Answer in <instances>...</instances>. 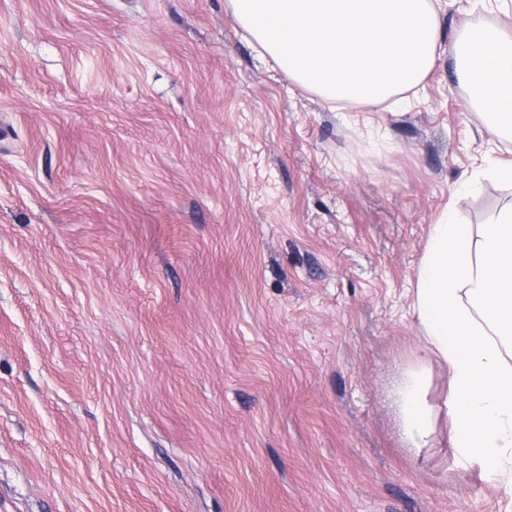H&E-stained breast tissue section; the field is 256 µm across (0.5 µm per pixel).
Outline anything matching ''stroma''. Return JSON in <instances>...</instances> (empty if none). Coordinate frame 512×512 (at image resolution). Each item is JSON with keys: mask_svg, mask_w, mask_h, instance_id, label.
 I'll list each match as a JSON object with an SVG mask.
<instances>
[{"mask_svg": "<svg viewBox=\"0 0 512 512\" xmlns=\"http://www.w3.org/2000/svg\"><path fill=\"white\" fill-rule=\"evenodd\" d=\"M504 164L445 58L339 109L227 0H0V512H512L446 366L430 447L387 399L429 227L478 234Z\"/></svg>", "mask_w": 512, "mask_h": 512, "instance_id": "stroma-1", "label": "stroma"}]
</instances>
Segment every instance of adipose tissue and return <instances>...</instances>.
<instances>
[{"label": "adipose tissue", "mask_w": 512, "mask_h": 512, "mask_svg": "<svg viewBox=\"0 0 512 512\" xmlns=\"http://www.w3.org/2000/svg\"><path fill=\"white\" fill-rule=\"evenodd\" d=\"M440 0H228L263 55L330 103L380 105L418 88L442 54L488 133L512 136V32L469 23L445 45ZM413 313L426 357L448 368L449 441L457 461L512 496V208L468 231L443 215L431 225ZM428 370L394 386L408 447L433 433Z\"/></svg>", "instance_id": "1"}]
</instances>
